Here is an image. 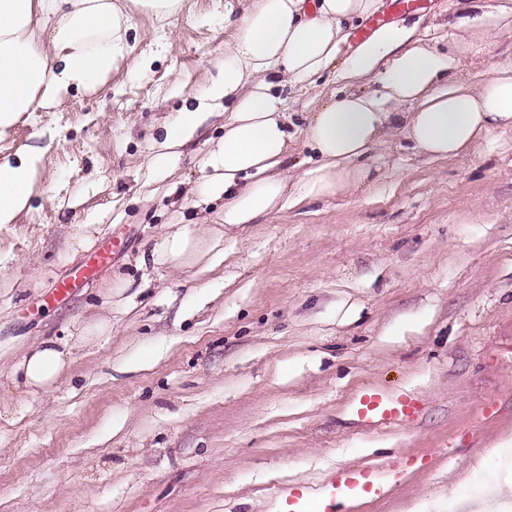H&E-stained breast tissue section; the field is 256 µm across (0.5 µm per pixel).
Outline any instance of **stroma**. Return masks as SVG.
Listing matches in <instances>:
<instances>
[{
  "mask_svg": "<svg viewBox=\"0 0 512 512\" xmlns=\"http://www.w3.org/2000/svg\"><path fill=\"white\" fill-rule=\"evenodd\" d=\"M224 2L183 0L165 26L131 14L134 51L103 85L0 137L4 154L45 151L29 210L0 227V374L40 337L74 346L67 378L8 401L0 512H272L349 469L399 480L348 512H473L480 467L512 481L498 450L512 438V131L448 159L395 133L351 193L225 225L223 200L201 210L190 192L223 108L170 174L144 177L164 124L219 72ZM484 4L466 32L460 0L376 14L481 84L512 69V0ZM343 85L333 68L285 89L289 164L308 154L318 94ZM177 211L199 259L139 266ZM367 390L412 395L417 412L360 423Z\"/></svg>",
  "mask_w": 512,
  "mask_h": 512,
  "instance_id": "stroma-1",
  "label": "stroma"
}]
</instances>
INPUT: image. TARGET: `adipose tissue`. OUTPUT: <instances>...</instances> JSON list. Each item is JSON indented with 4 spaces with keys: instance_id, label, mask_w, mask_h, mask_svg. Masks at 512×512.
<instances>
[{
    "instance_id": "adipose-tissue-1",
    "label": "adipose tissue",
    "mask_w": 512,
    "mask_h": 512,
    "mask_svg": "<svg viewBox=\"0 0 512 512\" xmlns=\"http://www.w3.org/2000/svg\"><path fill=\"white\" fill-rule=\"evenodd\" d=\"M183 0H0V136L26 113L66 104L90 91L129 56L130 12L163 22ZM376 0H249L224 7L223 69L197 93L154 142L147 181L180 160L212 101L224 103V137L203 160L209 169L201 200L224 199V222L249 224L272 212L285 195L320 199L358 188L369 177L363 158L391 133L419 153L450 158L496 130L512 129V73L481 87L459 75L451 55L413 40L408 27H384L350 55L343 78L381 80L376 97L340 89L309 113L305 145L316 156L300 175L285 167L293 141L281 92L335 64L348 26L365 19ZM44 154L22 148L0 157V226L29 209ZM71 351L46 337L9 373L13 388L49 391L66 374Z\"/></svg>"
}]
</instances>
